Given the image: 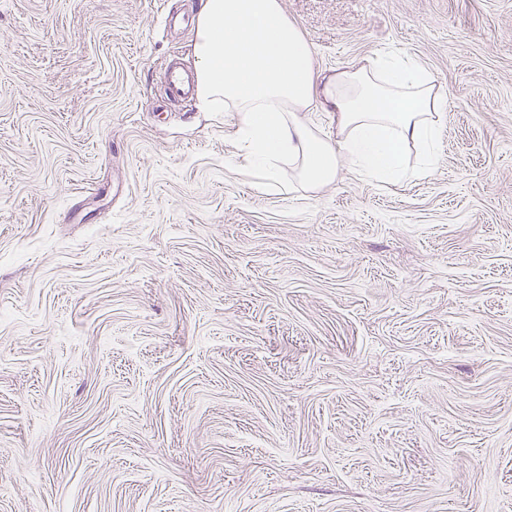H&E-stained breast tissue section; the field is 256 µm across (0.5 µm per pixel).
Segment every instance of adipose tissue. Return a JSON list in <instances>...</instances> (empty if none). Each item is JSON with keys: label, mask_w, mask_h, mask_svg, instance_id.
I'll use <instances>...</instances> for the list:
<instances>
[{"label": "adipose tissue", "mask_w": 512, "mask_h": 512, "mask_svg": "<svg viewBox=\"0 0 512 512\" xmlns=\"http://www.w3.org/2000/svg\"><path fill=\"white\" fill-rule=\"evenodd\" d=\"M196 108L231 112L245 166L262 190L278 186L293 163L305 188L332 184L340 162L378 182L409 173L403 147L418 145L430 168L446 118L436 80L413 57L385 53L325 76L280 0H203L195 19ZM333 113L322 135L311 114Z\"/></svg>", "instance_id": "ef3b65f1"}]
</instances>
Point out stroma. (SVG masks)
<instances>
[{
	"label": "stroma",
	"mask_w": 512,
	"mask_h": 512,
	"mask_svg": "<svg viewBox=\"0 0 512 512\" xmlns=\"http://www.w3.org/2000/svg\"><path fill=\"white\" fill-rule=\"evenodd\" d=\"M280 3L436 76L427 172L260 192L201 0H0V512H512V0ZM166 91L169 98L188 100L195 92L194 77L186 76L177 66H171L166 73Z\"/></svg>",
	"instance_id": "obj_1"
}]
</instances>
